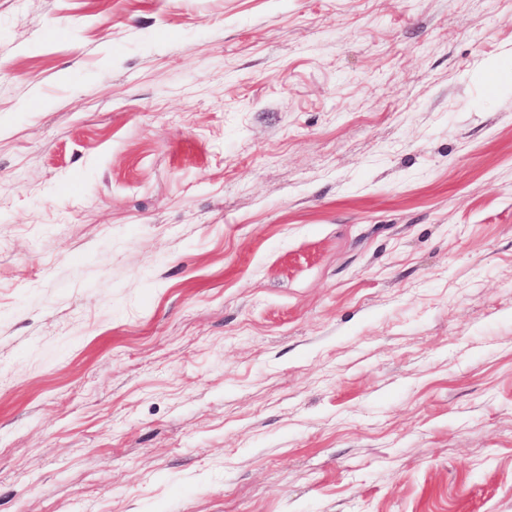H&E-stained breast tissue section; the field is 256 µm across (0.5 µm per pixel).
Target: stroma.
I'll return each instance as SVG.
<instances>
[{
  "label": "stroma",
  "mask_w": 512,
  "mask_h": 512,
  "mask_svg": "<svg viewBox=\"0 0 512 512\" xmlns=\"http://www.w3.org/2000/svg\"><path fill=\"white\" fill-rule=\"evenodd\" d=\"M0 512H512V0H0Z\"/></svg>",
  "instance_id": "1"
}]
</instances>
